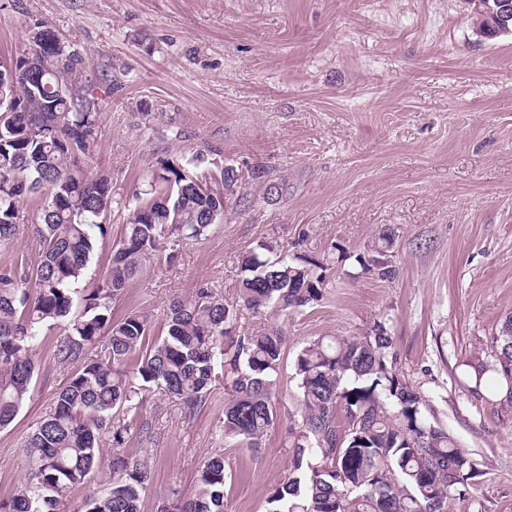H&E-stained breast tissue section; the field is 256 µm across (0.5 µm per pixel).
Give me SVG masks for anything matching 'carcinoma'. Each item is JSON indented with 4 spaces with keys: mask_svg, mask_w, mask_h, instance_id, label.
<instances>
[{
    "mask_svg": "<svg viewBox=\"0 0 512 512\" xmlns=\"http://www.w3.org/2000/svg\"><path fill=\"white\" fill-rule=\"evenodd\" d=\"M58 42L46 29L41 42L16 57L22 73L13 87L15 111L0 109L1 250L17 238L22 199L45 194L30 225L40 260L0 267V429L29 393L39 336L63 320L56 358L74 370L28 438L27 481L0 500V512H61L94 472L105 477V491L84 498L77 512H141L150 470L147 461L124 455L129 427L120 414L137 410L150 393L191 413L226 368L232 378L224 439L256 451L277 420L273 396L284 336L274 326L233 336L236 309L204 287L170 303L164 336L151 345L146 316L112 319V303L164 240H197L224 216L223 203L201 197L183 166L169 162L154 173L153 197L134 205L106 270L83 296V310L73 312L98 248L90 227L104 231L100 219L112 209V179L89 164L102 136L103 105L84 112L59 88L61 81L81 86L84 60L74 50L59 56ZM210 177L248 203L238 168L218 165ZM391 246L384 230L376 248L356 262L391 279ZM327 271L319 260L292 261L262 243L245 258L239 299L255 315L296 312L319 300ZM493 343L494 359L470 364L471 376L479 387L491 374L494 393L512 399V316ZM392 346L387 323L375 320L358 336L319 338L297 353L302 411L289 440L293 470L269 496L267 512H448V502L468 495L483 475L480 463L428 419L425 397L393 367ZM225 478L224 456L215 455L198 469L192 496L164 500L157 512H224Z\"/></svg>",
    "mask_w": 512,
    "mask_h": 512,
    "instance_id": "cac0c4a2",
    "label": "carcinoma"
}]
</instances>
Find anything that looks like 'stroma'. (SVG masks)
Returning a JSON list of instances; mask_svg holds the SVG:
<instances>
[{"instance_id": "1", "label": "stroma", "mask_w": 512, "mask_h": 512, "mask_svg": "<svg viewBox=\"0 0 512 512\" xmlns=\"http://www.w3.org/2000/svg\"><path fill=\"white\" fill-rule=\"evenodd\" d=\"M39 25L83 57L82 86L104 106L92 166L111 177L117 204L83 287L100 277L129 205L162 163L203 152L243 172L265 168L278 186L246 184L249 205L227 197L206 236L163 247L113 318L147 315L153 342L174 298L207 287L238 305L243 260L263 242L329 267L318 302L239 313L235 334L272 324L285 336L278 417L259 451L224 439L227 372L192 415L151 395L128 414L124 451L151 471L141 512L193 493L217 454L224 512H266L300 419L296 352L377 319L429 418L484 471L448 512H512V404L477 393L467 367L490 359L512 314V34L478 40L463 0H0V59L27 52ZM385 229L391 280L355 262ZM62 333L44 331L38 377L0 429V500L26 481L27 438L71 373L55 356Z\"/></svg>"}]
</instances>
